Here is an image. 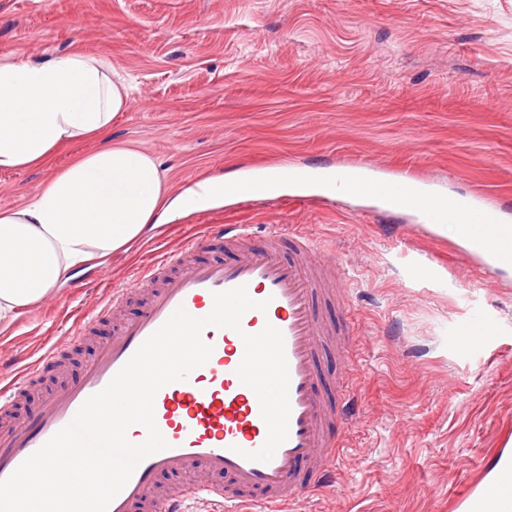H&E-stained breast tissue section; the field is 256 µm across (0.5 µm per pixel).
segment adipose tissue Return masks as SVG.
<instances>
[{
    "instance_id": "1",
    "label": "adipose tissue",
    "mask_w": 512,
    "mask_h": 512,
    "mask_svg": "<svg viewBox=\"0 0 512 512\" xmlns=\"http://www.w3.org/2000/svg\"><path fill=\"white\" fill-rule=\"evenodd\" d=\"M129 105L128 87L106 58H0V171L38 168L73 143H97L21 207L0 210V321H13L92 257L128 249L226 198L230 182L208 178L173 193L153 155L110 143L112 123Z\"/></svg>"
}]
</instances>
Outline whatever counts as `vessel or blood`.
Listing matches in <instances>:
<instances>
[{"label": "vessel or blood", "instance_id": "b4317fda", "mask_svg": "<svg viewBox=\"0 0 512 512\" xmlns=\"http://www.w3.org/2000/svg\"><path fill=\"white\" fill-rule=\"evenodd\" d=\"M368 186L379 211L412 209L426 224H458L461 250L475 266L494 272L512 269V224L494 193L477 189L436 209L428 193L409 191L402 183L375 178ZM209 232L223 239L235 259L199 260L197 240L187 239L137 273L127 287L113 289L104 309L114 310L127 297L141 296V314L118 326L78 379L45 397L22 423L0 427V481L68 425L177 309L205 317L213 308L214 293L241 285L252 299L267 301L266 311L246 312L237 332L204 330L203 339L212 347L208 361L186 380L162 387L154 398L155 422L167 449L139 463L108 512H130L132 505L145 502L152 503L154 512H187L188 503L197 500L219 502L225 512H238L243 503L295 500L329 480L337 445L330 426L348 418L352 397L340 376L327 382L326 392L317 390L325 344L344 335L342 325L325 321L317 307L325 289L317 278L321 245L298 231L292 233L288 251H280L274 235L257 246L244 224H213ZM268 324L284 337L291 413L287 440L264 463L245 457L263 446L267 427L256 394L241 383L237 369L245 352L242 333H259ZM36 372V367L26 368L0 387V415L11 409ZM163 471L185 475L188 481L177 491L152 498L154 477ZM220 475L229 476L230 485L214 484ZM463 504L465 512H512V461L499 464L492 479L469 492Z\"/></svg>", "mask_w": 512, "mask_h": 512}]
</instances>
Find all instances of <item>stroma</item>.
I'll use <instances>...</instances> for the list:
<instances>
[{
	"label": "stroma",
	"mask_w": 512,
	"mask_h": 512,
	"mask_svg": "<svg viewBox=\"0 0 512 512\" xmlns=\"http://www.w3.org/2000/svg\"><path fill=\"white\" fill-rule=\"evenodd\" d=\"M74 50L109 58L131 88L113 143L160 162L182 192L202 178L289 162H363L432 181L457 196L494 190L512 212V0H0V58L34 63ZM79 141L51 165L0 172V208L94 149ZM210 224L293 228L329 246L358 356L329 354L324 376L350 371L353 419L340 429L336 478L290 512H463L468 478L512 458V270L468 265L451 225L427 234L415 211L372 201L225 199L92 259L49 298L0 323V385L58 346L17 400L23 419L75 379L112 336L99 303L157 253ZM489 322L470 354L448 342L472 316ZM89 317L90 338L67 340Z\"/></svg>",
	"instance_id": "35a3bbf8"
}]
</instances>
